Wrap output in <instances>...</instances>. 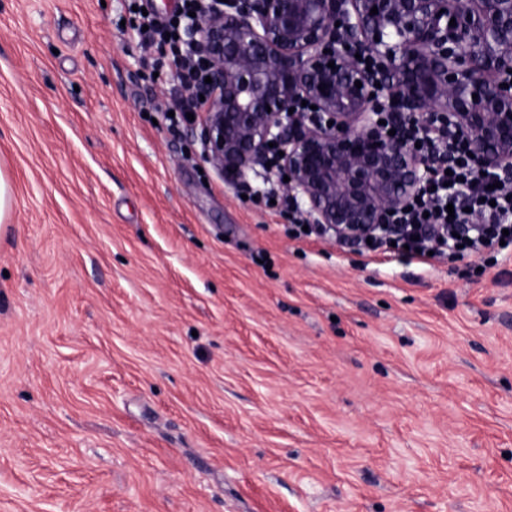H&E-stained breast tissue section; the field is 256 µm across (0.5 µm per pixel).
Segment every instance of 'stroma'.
I'll use <instances>...</instances> for the list:
<instances>
[{"mask_svg": "<svg viewBox=\"0 0 512 512\" xmlns=\"http://www.w3.org/2000/svg\"><path fill=\"white\" fill-rule=\"evenodd\" d=\"M125 0H0V512H512V247L292 238Z\"/></svg>", "mask_w": 512, "mask_h": 512, "instance_id": "1", "label": "stroma"}]
</instances>
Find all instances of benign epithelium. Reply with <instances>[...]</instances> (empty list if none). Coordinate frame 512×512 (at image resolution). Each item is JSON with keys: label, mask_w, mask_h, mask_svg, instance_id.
Here are the masks:
<instances>
[{"label": "benign epithelium", "mask_w": 512, "mask_h": 512, "mask_svg": "<svg viewBox=\"0 0 512 512\" xmlns=\"http://www.w3.org/2000/svg\"><path fill=\"white\" fill-rule=\"evenodd\" d=\"M195 2L212 82L191 132L236 190L262 169L342 241L390 229L428 163L379 123L382 99L424 132L447 116L478 170L512 175V0Z\"/></svg>", "instance_id": "benign-epithelium-1"}]
</instances>
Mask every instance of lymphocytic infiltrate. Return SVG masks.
Instances as JSON below:
<instances>
[{"mask_svg": "<svg viewBox=\"0 0 512 512\" xmlns=\"http://www.w3.org/2000/svg\"><path fill=\"white\" fill-rule=\"evenodd\" d=\"M135 6L133 34L147 51L144 60L152 71L165 74L176 90L175 120L186 119L194 104L186 89L201 75L191 61L192 47L187 28L190 17L179 12L172 17L148 10V0H129ZM396 101L384 103L380 113L396 135L419 143V152L432 163V172L423 184L418 200L410 210L397 214L388 236L372 242H358V255L381 247L393 254L414 259L436 250L444 255L464 257L476 245L498 241L512 243V180L501 174H478L464 142L452 140L447 127L419 133L413 123L399 121ZM482 218L480 227L467 225L468 213Z\"/></svg>", "mask_w": 512, "mask_h": 512, "instance_id": "lymphocytic-infiltrate-1", "label": "lymphocytic infiltrate"}]
</instances>
